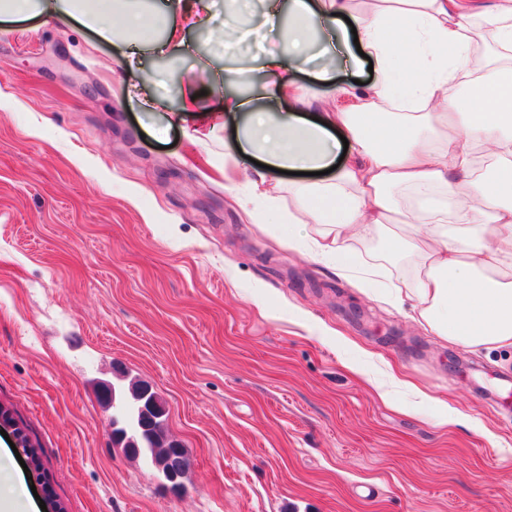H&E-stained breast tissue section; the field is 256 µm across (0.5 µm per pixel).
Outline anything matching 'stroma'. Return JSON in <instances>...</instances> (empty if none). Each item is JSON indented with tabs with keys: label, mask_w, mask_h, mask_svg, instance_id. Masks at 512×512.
I'll return each instance as SVG.
<instances>
[{
	"label": "stroma",
	"mask_w": 512,
	"mask_h": 512,
	"mask_svg": "<svg viewBox=\"0 0 512 512\" xmlns=\"http://www.w3.org/2000/svg\"><path fill=\"white\" fill-rule=\"evenodd\" d=\"M226 7L191 53L133 62L56 17L0 25V404L65 512H512V399L478 391L512 347L449 344L239 219L224 96L178 95L239 60ZM315 69L300 95L374 80L341 44ZM134 379L166 403L183 492L112 445L98 383ZM216 86L217 83L214 80L209 82L202 80L188 82L182 91V110L184 112H194L197 102L201 98L211 95ZM201 90H206L207 94L200 96ZM194 95H197V98L192 99ZM0 427L11 429L18 447L23 448L30 472L33 473L37 466V448L29 439L23 425L15 418L13 411L3 404L0 405Z\"/></svg>",
	"instance_id": "stroma-1"
}]
</instances>
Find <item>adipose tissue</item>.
<instances>
[{"instance_id": "adipose-tissue-1", "label": "adipose tissue", "mask_w": 512, "mask_h": 512, "mask_svg": "<svg viewBox=\"0 0 512 512\" xmlns=\"http://www.w3.org/2000/svg\"><path fill=\"white\" fill-rule=\"evenodd\" d=\"M276 28L277 49L257 65L228 70L229 84L251 87L262 72L264 97L290 111L255 110L249 98L224 97L242 126L225 158L258 159L256 181L229 186L250 223L286 224L283 242L315 260L356 273L358 288L386 284L360 266L350 242L387 237L384 259L396 277L413 271L408 297L417 322L470 349L512 346V0H260ZM214 0H67L61 19L94 30L136 56L157 26L156 53L190 52L186 31L207 21ZM352 22L376 66L364 90L337 85L344 105L291 96L317 33L335 39ZM353 153L338 162L341 140ZM496 156L498 167L480 169ZM295 172L282 181L274 170Z\"/></svg>"}]
</instances>
